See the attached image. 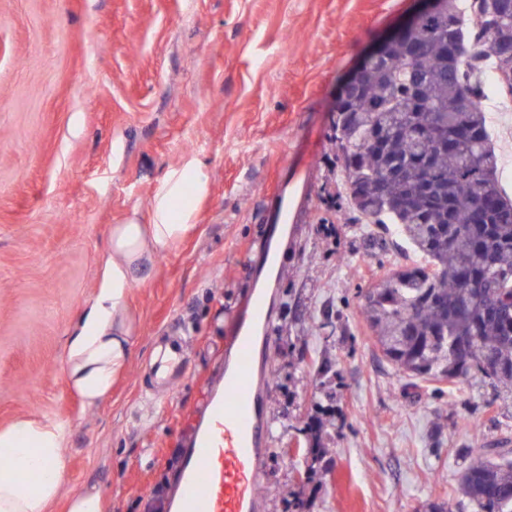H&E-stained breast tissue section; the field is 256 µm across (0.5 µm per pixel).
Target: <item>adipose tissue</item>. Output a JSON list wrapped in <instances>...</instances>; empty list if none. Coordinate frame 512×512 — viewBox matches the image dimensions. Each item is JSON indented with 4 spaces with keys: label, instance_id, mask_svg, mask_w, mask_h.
I'll use <instances>...</instances> for the list:
<instances>
[{
    "label": "adipose tissue",
    "instance_id": "obj_1",
    "mask_svg": "<svg viewBox=\"0 0 512 512\" xmlns=\"http://www.w3.org/2000/svg\"><path fill=\"white\" fill-rule=\"evenodd\" d=\"M209 175L190 158L170 169L156 189L148 223L113 225L102 282L66 339L63 365L69 385L85 407L110 395L124 373L134 341L130 288L154 256L183 241L196 227ZM70 436L56 418L24 417L0 429V448L10 458L0 466V512H49L63 486V457Z\"/></svg>",
    "mask_w": 512,
    "mask_h": 512
}]
</instances>
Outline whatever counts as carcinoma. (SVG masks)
Masks as SVG:
<instances>
[{
	"label": "carcinoma",
	"instance_id": "obj_1",
	"mask_svg": "<svg viewBox=\"0 0 512 512\" xmlns=\"http://www.w3.org/2000/svg\"><path fill=\"white\" fill-rule=\"evenodd\" d=\"M512 18L489 0H440L366 69L336 113V148L353 207L398 235L420 260L367 288L362 314L383 356L412 384L491 390L512 409V199L484 110V71L512 94L498 63ZM336 407L314 404L306 455ZM455 492L471 512H512V438L478 448Z\"/></svg>",
	"mask_w": 512,
	"mask_h": 512
}]
</instances>
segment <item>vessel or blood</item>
Returning a JSON list of instances; mask_svg holds the SVG:
<instances>
[{
  "instance_id": "b4317fda",
  "label": "vessel or blood",
  "mask_w": 512,
  "mask_h": 512,
  "mask_svg": "<svg viewBox=\"0 0 512 512\" xmlns=\"http://www.w3.org/2000/svg\"><path fill=\"white\" fill-rule=\"evenodd\" d=\"M266 306L254 294L235 318L236 338L224 357V386L208 392L205 414L183 450L172 512H255L261 468L262 394L253 382L257 339Z\"/></svg>"
}]
</instances>
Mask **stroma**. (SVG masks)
I'll return each instance as SVG.
<instances>
[{
	"label": "stroma",
	"mask_w": 512,
	"mask_h": 512,
	"mask_svg": "<svg viewBox=\"0 0 512 512\" xmlns=\"http://www.w3.org/2000/svg\"><path fill=\"white\" fill-rule=\"evenodd\" d=\"M420 0H0V428L69 422L67 498L155 512L173 490L188 422L219 385L233 322L255 289L279 195L299 175L304 223L287 227L265 287L266 445L258 512H417L457 486L468 448L503 436L482 391L411 386L376 347L358 291L408 264L371 245L350 206L334 139L347 76ZM499 165L512 170V97L490 94ZM195 156L210 176L196 229L159 254L130 293L132 357L111 395L84 407L61 355L100 286L109 230L148 216L169 169ZM183 370L156 384L163 343ZM331 369L316 377L314 357ZM334 395L329 468L304 486L294 447Z\"/></svg>",
	"instance_id": "obj_1"
}]
</instances>
